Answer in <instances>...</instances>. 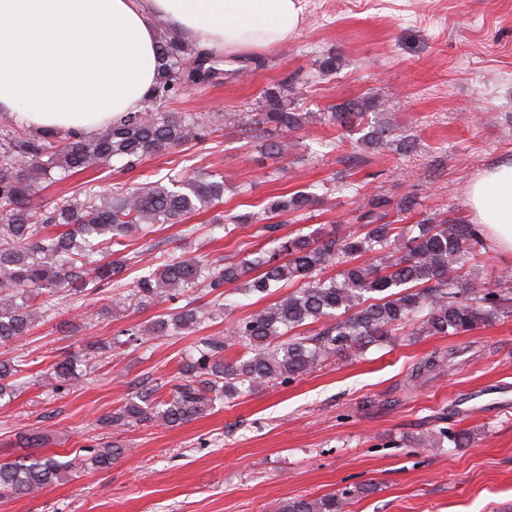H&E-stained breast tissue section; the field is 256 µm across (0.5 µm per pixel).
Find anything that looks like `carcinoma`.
Wrapping results in <instances>:
<instances>
[{"instance_id":"1","label":"carcinoma","mask_w":512,"mask_h":512,"mask_svg":"<svg viewBox=\"0 0 512 512\" xmlns=\"http://www.w3.org/2000/svg\"><path fill=\"white\" fill-rule=\"evenodd\" d=\"M159 66L156 83L140 112L123 116L103 131L77 135L63 131L33 132L10 117L0 122V346L26 336L39 319L37 302L44 294L78 297L104 293L133 266L141 273L132 296L141 305H164L195 288L212 302L166 309L148 328L135 326L119 336H166L194 332L224 313V287L245 281L261 298L286 284L297 288L234 322L230 336H203L195 354L179 367L177 382L165 397L159 387L143 386L116 410L99 417L103 428H140L155 424L179 427L208 414L224 399L256 391L271 382L288 381L338 352L386 340L399 326L418 317L417 333L453 336L500 317L512 316V283L484 289V282L462 274L465 257L477 243L473 225L458 217H426L399 226L391 216L414 211L413 197L394 200L371 194L357 207L359 230L339 234L281 233L284 216H299L314 207L316 194L297 190L270 201L260 212L218 214L223 227L257 224L273 249L253 258H176L160 266L141 264L142 252L131 248L133 233L152 224H176L211 209L224 198V176L181 173L140 182L112 195L81 191L61 195L51 204L38 200L51 180L66 182L85 172L121 162L130 173L155 154L197 145L216 131L217 123L244 124L246 132L296 131L327 119L355 137V145L413 142L396 133V125L377 114L388 111L373 97H357L330 107L321 116L293 106L295 86L279 83L262 91L257 112H172L169 106L194 86L213 83L224 65L240 76L250 65L237 64L185 42L158 22ZM336 274L326 277V270ZM320 327L308 336L286 335L308 324ZM237 344L243 354L228 360L224 351ZM114 341L91 337L81 355L51 366L46 384L53 391L77 386V363L95 364L112 357ZM19 365L0 360V401L16 396ZM122 449L110 442L88 445L74 455H25L0 464V497L21 496L69 475L112 465ZM346 494L287 500L280 512H344Z\"/></svg>"}]
</instances>
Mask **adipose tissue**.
Listing matches in <instances>:
<instances>
[{"mask_svg":"<svg viewBox=\"0 0 512 512\" xmlns=\"http://www.w3.org/2000/svg\"><path fill=\"white\" fill-rule=\"evenodd\" d=\"M219 53L286 43L300 0H0V115L32 130L93 135L143 109L157 77L156 20ZM468 204L512 255V162L486 169Z\"/></svg>","mask_w":512,"mask_h":512,"instance_id":"obj_1","label":"adipose tissue"}]
</instances>
